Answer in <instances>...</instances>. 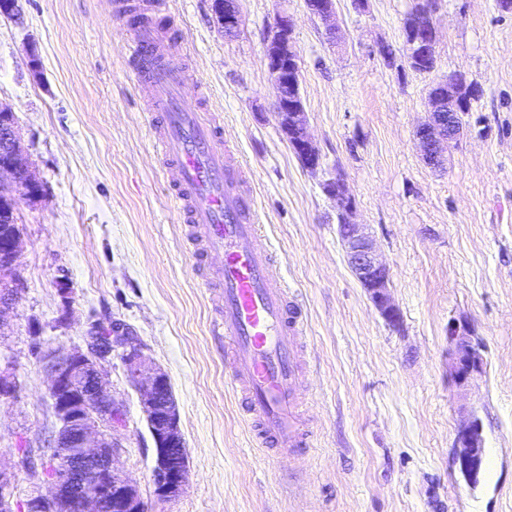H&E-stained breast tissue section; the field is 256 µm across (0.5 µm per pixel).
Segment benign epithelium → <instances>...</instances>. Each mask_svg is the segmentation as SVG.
Instances as JSON below:
<instances>
[{
  "instance_id": "7a95c632",
  "label": "benign epithelium",
  "mask_w": 512,
  "mask_h": 512,
  "mask_svg": "<svg viewBox=\"0 0 512 512\" xmlns=\"http://www.w3.org/2000/svg\"><path fill=\"white\" fill-rule=\"evenodd\" d=\"M310 15L327 17L336 13L335 0H304ZM435 0H416L407 23L412 27L404 41L409 63L424 62L433 70L436 62ZM217 23L228 35L241 25V15L234 0H224L215 11ZM288 15L275 18L266 45L269 79L274 89V109L279 127L306 167H321V157L308 133L304 103L296 89L300 83L298 51L291 39ZM441 94L431 97L427 118L415 132V140L424 162L443 165V147L456 140L461 131L458 103L465 93L481 95L480 86L461 74L436 82ZM24 176L19 183L17 175ZM22 191L30 202L46 193L45 184L26 161L14 113L0 107V200L17 202L15 192ZM327 193L336 199L338 233L347 264L358 283L367 292L385 322H400L398 308L391 298V273L378 254L366 225L354 221L355 203L342 175L327 183ZM21 235L14 234L0 242V280L8 289L0 293V316L13 309L24 288L16 273ZM104 325L94 323L83 344L66 354L33 347V354L43 361L50 380V399L58 432L40 449V456L30 459L29 468L39 480L49 485L45 494L37 493L25 503L24 512H102L107 504L111 512H145V505L134 483L114 467L112 431L120 423L122 409L115 404L102 379L104 364L112 359L115 348L122 357L129 378L141 392V408L155 443L152 470L156 495L168 500L179 496L185 486L187 452L179 428L178 407L165 371L144 353L143 342L120 325L112 326V335L102 334ZM449 376L458 388H464L482 373L483 360L471 331L464 323L448 326ZM454 463L467 481L475 482L485 460V437L481 420L474 414L460 419L454 441ZM14 487L11 471L0 467V504L12 507Z\"/></svg>"
}]
</instances>
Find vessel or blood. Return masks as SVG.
I'll return each instance as SVG.
<instances>
[{"instance_id": "vessel-or-blood-1", "label": "vessel or blood", "mask_w": 512, "mask_h": 512, "mask_svg": "<svg viewBox=\"0 0 512 512\" xmlns=\"http://www.w3.org/2000/svg\"><path fill=\"white\" fill-rule=\"evenodd\" d=\"M177 42L160 22L133 26L127 65L195 260L221 284L224 306L211 335L224 346L228 378L261 443L279 455L296 452L310 445L294 396L301 309L276 272L244 169L225 146L203 88L187 92L185 71L169 63Z\"/></svg>"}]
</instances>
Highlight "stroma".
<instances>
[{"label": "stroma", "mask_w": 512, "mask_h": 512, "mask_svg": "<svg viewBox=\"0 0 512 512\" xmlns=\"http://www.w3.org/2000/svg\"><path fill=\"white\" fill-rule=\"evenodd\" d=\"M114 0H22L0 15V105L16 117L45 196L16 207L24 289L0 319V463L25 503L39 485L21 448L55 434L49 381L33 337L62 352L89 323H120L168 375L188 452L183 493L154 492L155 444L120 353L104 378L125 408L114 462L147 512H512V12L499 0H437L436 66L409 68L402 21L415 0H237L232 35L213 0H167L189 84L210 106L251 179L280 276L306 317L298 411L306 450L272 456L254 440L211 340L216 286H204L166 188ZM288 13L300 56L308 170L274 114L265 45ZM393 51L392 59L378 52ZM460 73L482 89L444 168L414 132L430 86ZM343 174L391 271L401 314L389 327L351 273L324 184ZM68 292H61L60 277ZM464 321L483 372L448 373V327ZM476 414L489 455L477 484L453 463L455 430Z\"/></svg>", "instance_id": "obj_1"}]
</instances>
